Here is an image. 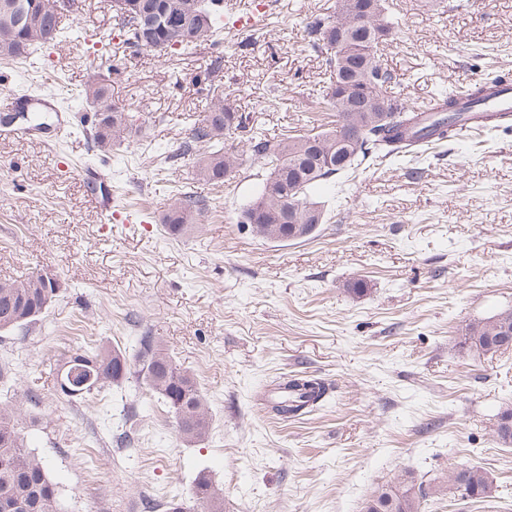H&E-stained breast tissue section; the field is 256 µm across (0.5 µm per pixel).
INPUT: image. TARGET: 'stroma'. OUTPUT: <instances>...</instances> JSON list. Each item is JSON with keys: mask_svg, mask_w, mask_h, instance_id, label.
Here are the masks:
<instances>
[{"mask_svg": "<svg viewBox=\"0 0 512 512\" xmlns=\"http://www.w3.org/2000/svg\"><path fill=\"white\" fill-rule=\"evenodd\" d=\"M263 2L241 29L244 0H224L214 42L161 56L122 44L102 53L92 37L117 30L111 0H75L63 22L86 39L0 62V96L55 104L32 139L0 126V282L38 273L59 290L36 323L0 333V366L15 375L0 401L37 390L24 433L62 512H165L191 499L202 474L224 512H363L378 487L408 476L421 512H512V446L494 433L512 406V349L461 345L467 325L512 308V129L463 133L407 164L374 162L316 189L327 220L311 238H256L241 218L262 175L250 154L212 184L180 147L217 100L255 133L326 129L328 74L305 25L336 0ZM389 4L399 32L379 56L398 103L424 107L488 72L512 73V0ZM92 78L131 119L127 149L94 146L78 94ZM88 164L102 183L78 177ZM186 190L204 207L174 238L163 217ZM104 194L108 215L96 205ZM130 209L140 223L125 224ZM147 333L206 395L202 441L184 442L136 382L82 400L60 393L70 356L102 343L130 353ZM295 373L322 379L327 400L282 420L264 395ZM122 433L131 447L116 446ZM460 463L495 476L491 497L433 495Z\"/></svg>", "mask_w": 512, "mask_h": 512, "instance_id": "1", "label": "stroma"}]
</instances>
